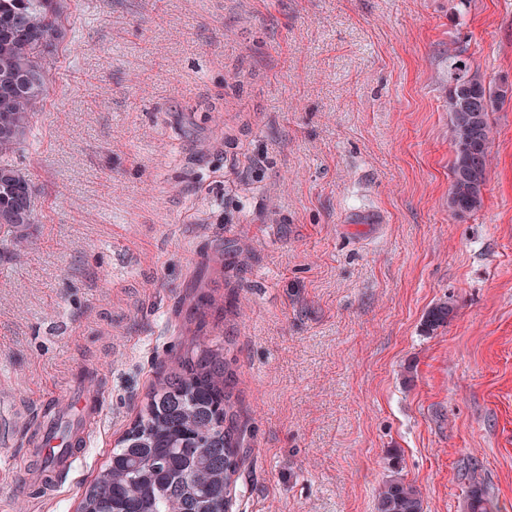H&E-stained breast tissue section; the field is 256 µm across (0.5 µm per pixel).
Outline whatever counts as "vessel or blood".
<instances>
[{
  "mask_svg": "<svg viewBox=\"0 0 512 512\" xmlns=\"http://www.w3.org/2000/svg\"><path fill=\"white\" fill-rule=\"evenodd\" d=\"M102 404L99 392L79 379L68 400L58 403L56 418L40 423L39 454L45 465L41 485L46 492L55 491L56 478L72 472L81 448L95 430Z\"/></svg>",
  "mask_w": 512,
  "mask_h": 512,
  "instance_id": "b4317fda",
  "label": "vessel or blood"
}]
</instances>
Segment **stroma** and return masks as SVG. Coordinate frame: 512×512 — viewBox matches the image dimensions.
Masks as SVG:
<instances>
[{
    "mask_svg": "<svg viewBox=\"0 0 512 512\" xmlns=\"http://www.w3.org/2000/svg\"><path fill=\"white\" fill-rule=\"evenodd\" d=\"M13 155L40 187L0 240V387L104 408L70 478L0 425V512H76L160 366L223 341L233 512H512V99L484 205L448 207L449 64L512 88V0H63ZM454 311L426 332L437 302ZM393 466L391 474L378 491L377 512H424V501L420 491L407 482ZM471 482L468 495L470 512H500L498 503L489 496L482 480L472 476Z\"/></svg>",
    "mask_w": 512,
    "mask_h": 512,
    "instance_id": "stroma-1",
    "label": "stroma"
}]
</instances>
